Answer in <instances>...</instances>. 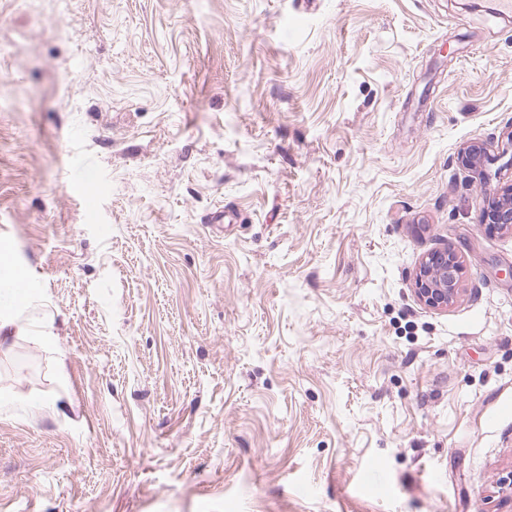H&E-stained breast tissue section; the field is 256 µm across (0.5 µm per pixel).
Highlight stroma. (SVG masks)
Returning a JSON list of instances; mask_svg holds the SVG:
<instances>
[{
    "mask_svg": "<svg viewBox=\"0 0 512 512\" xmlns=\"http://www.w3.org/2000/svg\"><path fill=\"white\" fill-rule=\"evenodd\" d=\"M511 127L512 13L0 0V512H512ZM488 150L484 143L467 145L458 154V161L462 166L475 169L484 166L488 161ZM481 223L488 224L491 230L512 231V185L482 211ZM463 261L448 246L427 254L413 278L415 296L429 309L445 311L459 294Z\"/></svg>",
    "mask_w": 512,
    "mask_h": 512,
    "instance_id": "obj_1",
    "label": "stroma"
}]
</instances>
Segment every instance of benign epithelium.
Listing matches in <instances>:
<instances>
[{
    "instance_id": "1",
    "label": "benign epithelium",
    "mask_w": 512,
    "mask_h": 512,
    "mask_svg": "<svg viewBox=\"0 0 512 512\" xmlns=\"http://www.w3.org/2000/svg\"><path fill=\"white\" fill-rule=\"evenodd\" d=\"M488 160L485 144H470L458 154L461 165L475 169ZM481 223L492 230L512 231V185L504 189L497 200L482 211ZM463 261L458 253L446 247L427 254L420 262L413 278L415 296L426 307L446 311L459 294Z\"/></svg>"
}]
</instances>
